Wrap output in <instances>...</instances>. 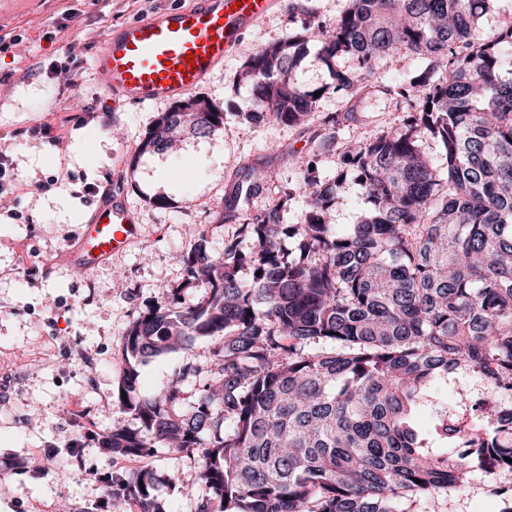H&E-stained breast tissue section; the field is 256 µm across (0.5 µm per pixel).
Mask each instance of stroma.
<instances>
[{"instance_id":"35a3bbf8","label":"stroma","mask_w":512,"mask_h":512,"mask_svg":"<svg viewBox=\"0 0 512 512\" xmlns=\"http://www.w3.org/2000/svg\"><path fill=\"white\" fill-rule=\"evenodd\" d=\"M193 0H25L11 29L49 30L64 8L76 13L55 41L0 50V144L11 143L18 218L0 210V512H133L113 497L104 478L149 466L178 473L176 485L159 493L170 512H197L203 449L166 451L136 460L118 459L97 438L110 425L135 426L115 395L126 369L123 347L139 313L169 309L183 287V257L193 245L187 227L205 230L213 253L236 235L238 218L224 198L250 165L267 167L271 186L296 182L294 157L314 147L311 131L267 120L243 127L237 114L251 99L238 75L260 47L293 31L308 12L333 21L347 0H275L268 15L248 31L234 53L200 90L224 114L214 134L183 139L185 160L165 153H138L155 115L169 103L130 105L115 99L97 80L93 61L108 27L187 7ZM309 44L296 68L299 84L321 90L318 116L344 115L348 102L329 92L328 68ZM395 71L377 63L371 77L382 92L363 103L333 143L323 147L321 173L334 175L342 144L400 126L406 112L388 87L418 68L405 54ZM70 65L69 79L46 76L49 63ZM35 127L43 139L29 137ZM57 182L50 191L40 184ZM124 194L141 239L104 267L75 272L62 253L80 225L109 193ZM210 343L152 359L140 368L154 390L182 373L185 399L193 405L205 383ZM512 487V473L475 469L467 487L449 493L447 512H499L492 487Z\"/></svg>"}]
</instances>
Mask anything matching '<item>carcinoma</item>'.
<instances>
[{"instance_id": "1", "label": "carcinoma", "mask_w": 512, "mask_h": 512, "mask_svg": "<svg viewBox=\"0 0 512 512\" xmlns=\"http://www.w3.org/2000/svg\"><path fill=\"white\" fill-rule=\"evenodd\" d=\"M494 3L349 0L336 21L311 15L248 59L245 127L314 118V92L295 79L314 38L330 88L351 100L371 94L377 62L400 66L402 48L425 64L389 91L408 103L405 122L349 142L335 177L323 181L311 156L297 158L307 205L291 227L280 224L286 189L251 214L268 174L248 167L224 199L242 216L239 237L215 255L198 230L184 259V286L204 289L203 301L132 322L117 400L139 427H110L105 452L205 448L198 512H409L401 505L420 499L444 512L473 468L512 472V20L490 40L472 37ZM196 102L202 111L159 113L138 153L218 130L224 113ZM427 139L442 148L438 165L422 150ZM350 173L367 208L343 230L328 215ZM288 233L296 258L281 247ZM207 338L210 378L192 410L174 411L183 373L152 393L142 387L140 364ZM469 372L494 404L477 403L482 425L464 430L448 424L439 389ZM430 408L423 429L417 418ZM163 482L139 468L112 477V494L135 512H169Z\"/></svg>"}]
</instances>
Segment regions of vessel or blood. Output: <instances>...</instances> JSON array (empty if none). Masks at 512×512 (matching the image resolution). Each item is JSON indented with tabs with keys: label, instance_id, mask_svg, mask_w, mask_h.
<instances>
[{
	"label": "vessel or blood",
	"instance_id": "obj_1",
	"mask_svg": "<svg viewBox=\"0 0 512 512\" xmlns=\"http://www.w3.org/2000/svg\"><path fill=\"white\" fill-rule=\"evenodd\" d=\"M274 0H195L194 6L109 28L94 70L104 87L128 103L177 100L223 66L248 28ZM140 228L121 198L100 201L63 253L77 271L107 264L138 239Z\"/></svg>",
	"mask_w": 512,
	"mask_h": 512
}]
</instances>
